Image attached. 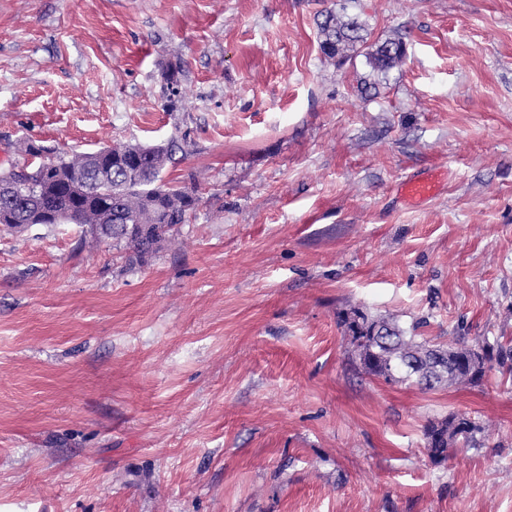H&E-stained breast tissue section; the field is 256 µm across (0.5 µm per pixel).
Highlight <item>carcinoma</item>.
I'll list each match as a JSON object with an SVG mask.
<instances>
[{"mask_svg": "<svg viewBox=\"0 0 512 512\" xmlns=\"http://www.w3.org/2000/svg\"><path fill=\"white\" fill-rule=\"evenodd\" d=\"M317 20L319 49L323 56L340 62L350 59L348 52L366 58L372 72L386 74L403 63L405 42L402 38L369 42V30L358 14L320 13ZM174 145L148 155L138 153L136 144L111 146L112 196H99L91 183L96 181L106 162L92 153L59 156L58 168L39 169L20 189L23 198L10 212L6 225L19 228L35 223L41 212L76 211L81 223L89 227L98 243L123 241L143 256L165 240L174 227L185 224L198 199L178 182L162 179V172L172 157ZM353 346L355 361L362 370L387 383L416 382V373L434 359L443 367L465 356L469 344L458 342V349L418 336L414 325L407 330L397 323L374 318L360 309L342 320ZM494 361L501 375L512 379V339L491 345Z\"/></svg>", "mask_w": 512, "mask_h": 512, "instance_id": "1", "label": "carcinoma"}]
</instances>
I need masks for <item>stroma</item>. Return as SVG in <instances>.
<instances>
[{
	"mask_svg": "<svg viewBox=\"0 0 512 512\" xmlns=\"http://www.w3.org/2000/svg\"><path fill=\"white\" fill-rule=\"evenodd\" d=\"M327 10L405 39L378 95ZM173 139L200 202L152 253L0 224V512H512V380L388 384L340 323L512 338V0H0V173ZM441 186L438 175L423 174L400 183L398 195L407 205L419 206L435 196Z\"/></svg>",
	"mask_w": 512,
	"mask_h": 512,
	"instance_id": "35a3bbf8",
	"label": "stroma"
}]
</instances>
